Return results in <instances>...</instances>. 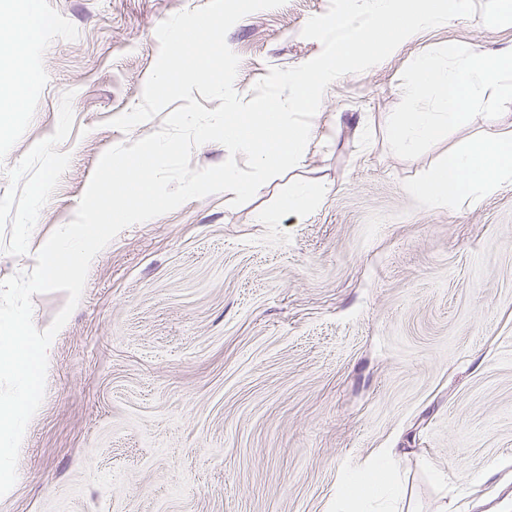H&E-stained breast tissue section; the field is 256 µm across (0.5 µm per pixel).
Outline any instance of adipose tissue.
Masks as SVG:
<instances>
[{"mask_svg":"<svg viewBox=\"0 0 512 512\" xmlns=\"http://www.w3.org/2000/svg\"><path fill=\"white\" fill-rule=\"evenodd\" d=\"M38 31L37 6L32 2L15 16L4 38L10 62L0 64V88L11 92L9 108L24 107L26 89L36 79L24 60ZM403 94L409 110L393 118L387 130L397 147L411 151L445 129L467 122L471 107L512 99V49L489 52L464 46L446 57L421 50ZM428 98L433 107H425ZM508 183H512V132L489 130L468 149L449 153L428 182L411 185L407 192L417 199L453 205L463 200L477 202ZM392 462V453L386 450L372 465L351 474L340 489L341 499L382 502L385 512H400L401 493L389 478Z\"/></svg>","mask_w":512,"mask_h":512,"instance_id":"ef3b65f1","label":"adipose tissue"}]
</instances>
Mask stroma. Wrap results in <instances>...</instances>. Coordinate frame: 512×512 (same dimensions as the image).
Listing matches in <instances>:
<instances>
[{"mask_svg": "<svg viewBox=\"0 0 512 512\" xmlns=\"http://www.w3.org/2000/svg\"><path fill=\"white\" fill-rule=\"evenodd\" d=\"M207 0H37L38 80L0 136V280L29 271L73 220L100 157L157 61L156 29ZM286 0L228 31L243 100L270 69L315 58ZM512 47V26L421 31L329 86L302 167L248 202L192 199L122 230L92 260L55 337L0 512H357L337 492L377 450L415 512L512 504V183L456 207L411 199L449 152L512 130V100L400 151L414 54ZM313 183L305 214L284 202Z\"/></svg>", "mask_w": 512, "mask_h": 512, "instance_id": "obj_1", "label": "stroma"}]
</instances>
